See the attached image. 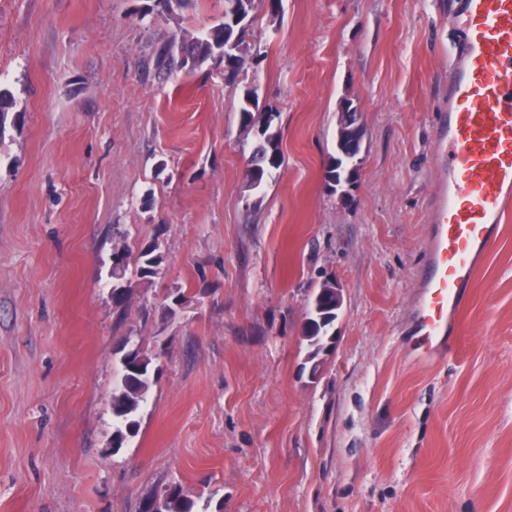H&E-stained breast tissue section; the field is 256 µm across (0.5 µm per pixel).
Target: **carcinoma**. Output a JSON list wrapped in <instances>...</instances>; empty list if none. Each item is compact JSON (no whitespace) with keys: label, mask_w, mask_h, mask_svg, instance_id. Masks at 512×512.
Masks as SVG:
<instances>
[{"label":"carcinoma","mask_w":512,"mask_h":512,"mask_svg":"<svg viewBox=\"0 0 512 512\" xmlns=\"http://www.w3.org/2000/svg\"><path fill=\"white\" fill-rule=\"evenodd\" d=\"M231 15L224 11V16L200 36L180 48V56H175L174 46L163 48L157 55V67L170 69L188 64L196 67L207 60L224 55V33L232 29L231 35L238 36L236 48L245 51L243 36L237 35L238 28L245 24L240 21L231 26ZM17 102L13 94L0 87V134L5 132V123L9 113L15 111ZM277 116L259 111L258 94L247 90L240 108V120L243 126L257 129L258 143L250 156L251 170L249 188H258L265 171L277 169L281 165L279 149L280 128L273 125ZM364 127L356 119L351 124L337 130L336 142L343 143L348 151L361 152ZM164 260L160 245L148 244L135 259L137 273L147 279L159 273ZM130 260L112 262V307L122 311L127 307L130 289L125 286V277ZM336 281L326 279L317 290L307 298L306 315L302 328L303 340L307 342V355L304 365H310L323 359L335 348L336 334ZM121 369L117 371L112 389V452H118L136 437L140 430L139 410L146 403L148 393L155 384V374L151 372L152 355L148 354L138 342L128 336L119 348ZM195 503L186 497L181 486L173 483L161 492L146 497L141 503V512H193Z\"/></svg>","instance_id":"1"}]
</instances>
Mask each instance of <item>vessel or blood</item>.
Instances as JSON below:
<instances>
[{
  "label": "vessel or blood",
  "mask_w": 512,
  "mask_h": 512,
  "mask_svg": "<svg viewBox=\"0 0 512 512\" xmlns=\"http://www.w3.org/2000/svg\"><path fill=\"white\" fill-rule=\"evenodd\" d=\"M462 37L435 118L428 259L411 333L422 359L448 343L473 274L512 218V0H450Z\"/></svg>",
  "instance_id": "1"
}]
</instances>
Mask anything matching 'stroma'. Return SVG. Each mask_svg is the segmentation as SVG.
<instances>
[{
	"label": "stroma",
	"mask_w": 512,
	"mask_h": 512,
	"mask_svg": "<svg viewBox=\"0 0 512 512\" xmlns=\"http://www.w3.org/2000/svg\"><path fill=\"white\" fill-rule=\"evenodd\" d=\"M224 0H0V512H139L179 483L197 512H512V220L452 351L409 343L429 235L434 116L460 32L448 0L255 7L234 82L215 58L160 71ZM278 112L282 166L247 190L243 94ZM365 130L349 200L325 179L338 108ZM159 240L161 273L112 246ZM342 293L336 347L301 374L309 294ZM183 288L185 308L165 297ZM158 369L112 452L117 351ZM112 249V307L123 311L128 304L130 288L124 285L130 259L114 261Z\"/></svg>",
	"instance_id": "1"
}]
</instances>
